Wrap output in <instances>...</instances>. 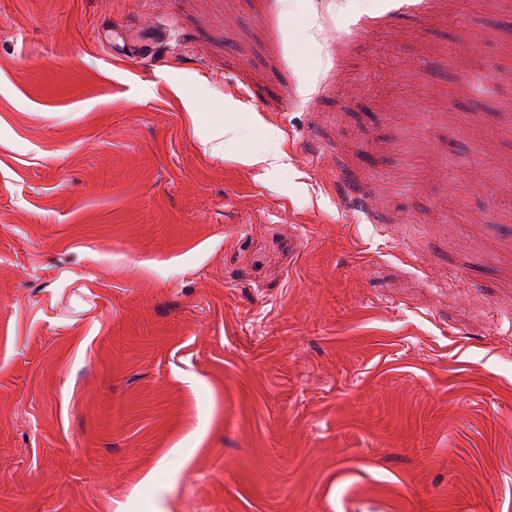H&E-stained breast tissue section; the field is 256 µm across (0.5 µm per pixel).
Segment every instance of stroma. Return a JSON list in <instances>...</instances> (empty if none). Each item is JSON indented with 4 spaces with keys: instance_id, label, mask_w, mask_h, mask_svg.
<instances>
[{
    "instance_id": "1",
    "label": "stroma",
    "mask_w": 512,
    "mask_h": 512,
    "mask_svg": "<svg viewBox=\"0 0 512 512\" xmlns=\"http://www.w3.org/2000/svg\"><path fill=\"white\" fill-rule=\"evenodd\" d=\"M510 21L0 0V512H512ZM265 148L262 151L258 162L267 167L275 169L286 166V154L281 148L277 133L273 129H264Z\"/></svg>"
}]
</instances>
